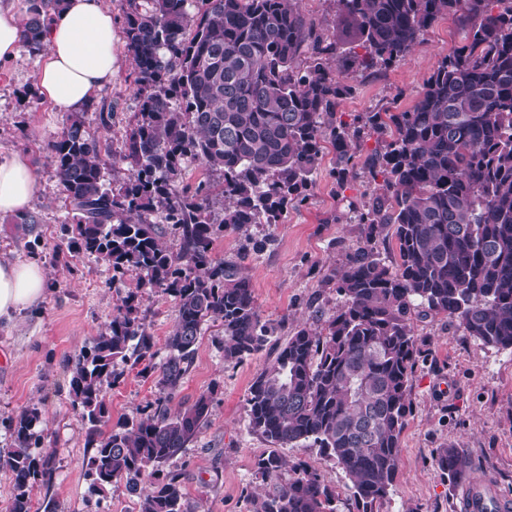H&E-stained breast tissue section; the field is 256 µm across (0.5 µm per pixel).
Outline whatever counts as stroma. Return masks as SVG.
<instances>
[{
	"label": "stroma",
	"instance_id": "obj_1",
	"mask_svg": "<svg viewBox=\"0 0 512 512\" xmlns=\"http://www.w3.org/2000/svg\"><path fill=\"white\" fill-rule=\"evenodd\" d=\"M301 9L335 41L338 56L360 52L359 35L346 31L332 0H302ZM466 31L463 18L441 16L404 61L373 73H351L355 92L341 101L338 117L351 122L371 110L411 109L428 77L461 45ZM115 52V80L98 91L95 105L82 114L88 133L109 144L104 179L113 189L129 176L120 156L137 110L135 72L124 42H117ZM44 61V54L24 48L0 68V157L26 154L38 173L27 207L38 221L18 224L13 216H0V261H38L47 277L45 297L35 308L0 322V451L12 446L11 421L24 410H37L36 431L55 453L56 475L52 483L32 488L31 512H139L138 499L125 482L101 492L91 489L85 461L92 451L85 441L82 413L71 404L69 380L81 349L109 324L131 291L155 338L156 357L164 359L175 323L174 300L161 289L140 287L139 271L117 278L105 262L68 252L73 213L48 150L68 115L55 111L35 84ZM109 102L117 109L104 126L99 110ZM334 163L332 147L323 146L305 202L290 208L282 223L228 228L214 241V257L233 259L248 240H267V247L249 254L244 266L261 315L274 334L267 350L228 362L220 325L209 321L202 326L179 398L189 405L200 394L211 395L208 420L198 438L155 473L160 480L178 475L189 512H251L250 499L260 490L256 463L272 446L249 427V387L270 348L301 324L323 326L341 303L325 276L363 246L359 216L382 187L362 168L345 186H338L331 174ZM414 333L419 356L410 385L411 412L401 437L400 474L379 512H454V482L436 462L441 448L462 450L472 461L474 476L492 477L503 492L512 494V350L467 336L456 320L444 315L415 316ZM137 356L136 349H129L116 367L120 381L107 392L113 419L148 415L159 396L153 377L141 375ZM279 454L289 463L302 461L315 470L338 493L339 512H359L348 478L331 458L301 446L281 448Z\"/></svg>",
	"mask_w": 512,
	"mask_h": 512
}]
</instances>
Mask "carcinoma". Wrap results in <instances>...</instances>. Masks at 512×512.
<instances>
[{"label": "carcinoma", "mask_w": 512, "mask_h": 512, "mask_svg": "<svg viewBox=\"0 0 512 512\" xmlns=\"http://www.w3.org/2000/svg\"><path fill=\"white\" fill-rule=\"evenodd\" d=\"M192 2L123 0L138 110L122 156L132 174L119 189L104 181L108 144L90 136L78 114L48 144L75 220L69 252L119 274L135 269L140 287L161 288L175 301L162 361H154L153 336L131 294L78 356L69 396L89 424L87 476L97 491L126 481L140 512H187L177 476L140 477L177 456L207 419L205 393L170 409L201 327H223L231 361L261 352L271 335L241 266L268 240L250 241L232 261L213 256L215 236L224 227L278 224L304 202L321 143L336 151L332 175L342 187L362 135L387 136L364 162L384 187L360 216L366 244L328 274L340 306L321 330L295 329L246 400L252 431L274 446L320 448L347 476L361 512H376L399 475L418 356L412 312L446 314L467 335L512 350V0H334L339 17L358 27L364 53L352 62L364 70L405 60L445 13L469 22L464 43L438 63L411 109L365 112L357 126L336 119L354 87L345 65L327 66L336 45L298 0H201L195 14ZM26 4L23 44L40 52L46 0ZM305 52L311 63L302 66ZM189 161L223 181L207 176L179 188ZM219 196L224 208L216 213ZM168 227L175 250L161 242ZM387 229L398 249L393 268L375 246ZM132 341L162 396L153 414L114 425L107 389L119 382L115 363ZM38 421L37 410L21 412L12 448L0 455L13 477L10 512H30L32 487L54 476ZM437 459L452 478L472 470L456 448L439 449ZM256 478L264 492L253 512H338V495L304 463L290 471L271 452L258 459Z\"/></svg>", "instance_id": "cac0c4a2"}]
</instances>
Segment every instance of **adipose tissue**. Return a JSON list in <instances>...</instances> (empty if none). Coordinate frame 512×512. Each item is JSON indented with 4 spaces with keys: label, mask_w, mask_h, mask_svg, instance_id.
Returning a JSON list of instances; mask_svg holds the SVG:
<instances>
[{
    "label": "adipose tissue",
    "mask_w": 512,
    "mask_h": 512,
    "mask_svg": "<svg viewBox=\"0 0 512 512\" xmlns=\"http://www.w3.org/2000/svg\"><path fill=\"white\" fill-rule=\"evenodd\" d=\"M48 16V59L35 83L56 111H84L117 73L116 19L102 0H65L62 8L49 9ZM36 184V171L25 157L0 158V215L23 212ZM45 291L46 275L39 263L0 261V320H12L38 304Z\"/></svg>",
    "instance_id": "ef3b65f1"
}]
</instances>
